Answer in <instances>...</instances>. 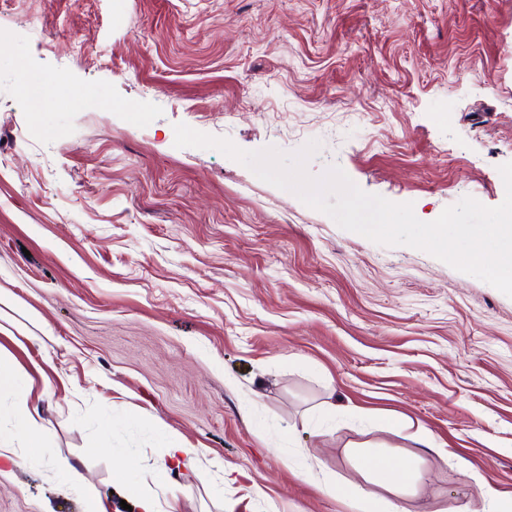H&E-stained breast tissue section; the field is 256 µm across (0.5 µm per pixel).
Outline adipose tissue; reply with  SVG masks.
I'll use <instances>...</instances> for the list:
<instances>
[{
  "label": "adipose tissue",
  "mask_w": 512,
  "mask_h": 512,
  "mask_svg": "<svg viewBox=\"0 0 512 512\" xmlns=\"http://www.w3.org/2000/svg\"><path fill=\"white\" fill-rule=\"evenodd\" d=\"M0 393L11 398L12 422L8 433H0V459L11 461L21 454L40 459L47 423L32 407L14 363L3 359H0ZM350 455L364 476L363 483L341 488L330 485L327 493L344 496L352 512H400L399 499L415 487L421 476L420 457L414 453H393L380 445H355ZM376 486L385 489V497H374L372 489Z\"/></svg>",
  "instance_id": "ef3b65f1"
}]
</instances>
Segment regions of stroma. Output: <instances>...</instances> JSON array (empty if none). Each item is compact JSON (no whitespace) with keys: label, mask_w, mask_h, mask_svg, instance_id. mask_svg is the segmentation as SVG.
<instances>
[{"label":"stroma","mask_w":512,"mask_h":512,"mask_svg":"<svg viewBox=\"0 0 512 512\" xmlns=\"http://www.w3.org/2000/svg\"><path fill=\"white\" fill-rule=\"evenodd\" d=\"M312 140L310 176L437 219L500 205L512 0H0V355L63 456L125 512L131 484L221 512H348L346 451L419 453L403 512L512 495V298L425 251L341 229L213 149ZM342 414L321 420L323 407ZM408 415L433 439L384 431ZM201 449L155 486L160 428ZM0 512H83L65 475L0 464Z\"/></svg>","instance_id":"35a3bbf8"}]
</instances>
